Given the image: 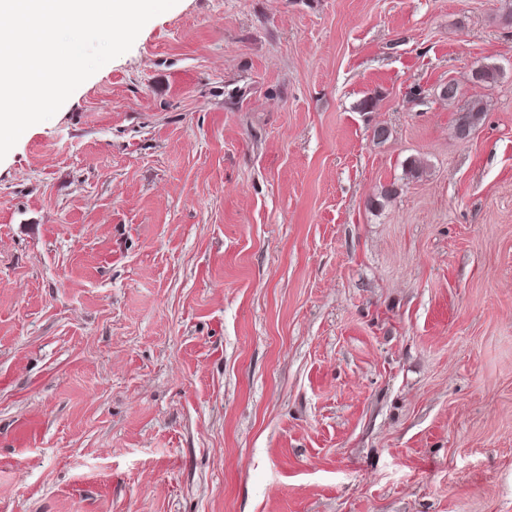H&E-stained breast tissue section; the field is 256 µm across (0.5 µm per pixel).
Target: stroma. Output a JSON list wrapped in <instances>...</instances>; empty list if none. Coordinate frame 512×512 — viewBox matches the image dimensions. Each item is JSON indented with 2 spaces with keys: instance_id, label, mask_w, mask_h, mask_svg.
Listing matches in <instances>:
<instances>
[{
  "instance_id": "obj_1",
  "label": "stroma",
  "mask_w": 512,
  "mask_h": 512,
  "mask_svg": "<svg viewBox=\"0 0 512 512\" xmlns=\"http://www.w3.org/2000/svg\"><path fill=\"white\" fill-rule=\"evenodd\" d=\"M511 6L178 0L29 127L0 512H512ZM483 112L484 106L480 101H474L468 109L462 111L456 119L455 136L458 139H467L480 121Z\"/></svg>"
}]
</instances>
